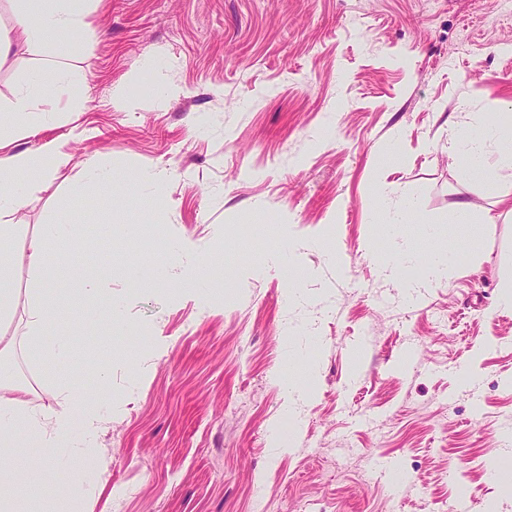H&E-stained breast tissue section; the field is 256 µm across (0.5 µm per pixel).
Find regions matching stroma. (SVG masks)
Returning <instances> with one entry per match:
<instances>
[{
  "mask_svg": "<svg viewBox=\"0 0 512 512\" xmlns=\"http://www.w3.org/2000/svg\"><path fill=\"white\" fill-rule=\"evenodd\" d=\"M77 108L9 105L42 51L0 59V127L28 197L8 249L17 306L0 358L29 411L107 421L29 439L18 512H512V169L469 178L453 140L512 113L504 0H91ZM111 168V190L85 164ZM469 221L457 223L459 204ZM410 207L388 230L383 213ZM494 223H484V215ZM41 341L25 334L30 247L47 225ZM132 224L155 230L126 242ZM447 276L414 296L379 276L394 235ZM44 240V239H43ZM87 280L104 295L84 293ZM306 394L289 405V381ZM47 158H53L55 161L59 158V155H56L55 153L52 143H46L43 145L40 152L34 157H24L22 155H1L0 170L2 173L5 170L13 169L18 164L41 167V165H45ZM103 421L97 407L92 402H85L78 419V424L89 442L93 441L97 436Z\"/></svg>",
  "mask_w": 512,
  "mask_h": 512,
  "instance_id": "obj_1",
  "label": "stroma"
}]
</instances>
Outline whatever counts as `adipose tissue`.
<instances>
[{"label":"adipose tissue","mask_w":512,"mask_h":512,"mask_svg":"<svg viewBox=\"0 0 512 512\" xmlns=\"http://www.w3.org/2000/svg\"><path fill=\"white\" fill-rule=\"evenodd\" d=\"M15 26L8 35L0 34V44L17 42L28 46L55 49L59 32H84L87 28V0H14ZM499 141L500 154L512 167V124L491 130L477 125L459 137L454 149L459 161L467 164L473 177L493 181L495 173L484 164L486 145ZM29 263L35 272L29 292L35 300L27 322L31 338H39L43 321L42 302L46 288V261L43 243L32 247ZM8 367L0 365V453L19 447L22 433L36 434L47 445H55L69 438L74 427H81L86 439H94L103 424L97 407L84 403L79 417L68 413L48 412L42 416L27 413L21 397V388L10 383Z\"/></svg>","instance_id":"ef3b65f1"}]
</instances>
